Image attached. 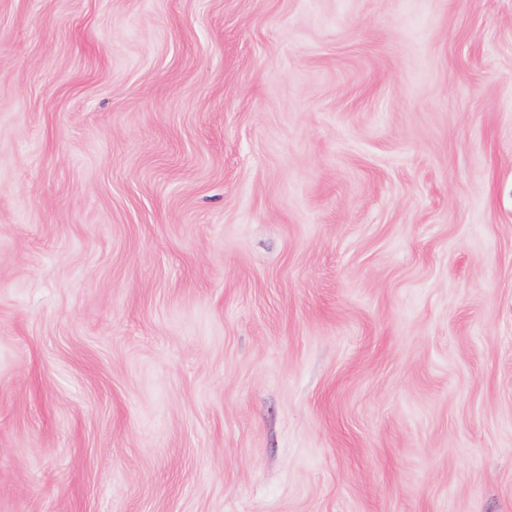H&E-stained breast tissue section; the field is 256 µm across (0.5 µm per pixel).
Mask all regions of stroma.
<instances>
[{
	"label": "stroma",
	"instance_id": "35a3bbf8",
	"mask_svg": "<svg viewBox=\"0 0 512 512\" xmlns=\"http://www.w3.org/2000/svg\"><path fill=\"white\" fill-rule=\"evenodd\" d=\"M0 512H512V0H0Z\"/></svg>",
	"mask_w": 512,
	"mask_h": 512
}]
</instances>
